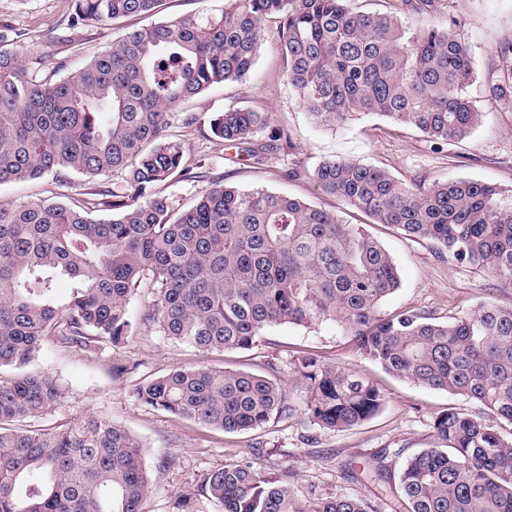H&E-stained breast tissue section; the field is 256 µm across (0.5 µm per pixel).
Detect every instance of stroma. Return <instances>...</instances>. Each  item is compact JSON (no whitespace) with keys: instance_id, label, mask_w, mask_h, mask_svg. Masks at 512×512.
I'll list each match as a JSON object with an SVG mask.
<instances>
[{"instance_id":"stroma-1","label":"stroma","mask_w":512,"mask_h":512,"mask_svg":"<svg viewBox=\"0 0 512 512\" xmlns=\"http://www.w3.org/2000/svg\"><path fill=\"white\" fill-rule=\"evenodd\" d=\"M72 0H0V23L26 29L27 62L35 63L39 80L52 83L65 71L81 67L126 32L145 27L146 19L131 16L103 28L78 27L68 41L52 37L63 22ZM433 20L451 27L474 56L477 78L467 93L483 121L467 138L434 143L410 127L392 125L373 116L324 130L310 120L295 92L285 80L286 64L277 48L279 21L267 19L257 63L241 83L217 84L184 104L193 124L174 121L170 133L180 141L184 159L204 162L207 177L199 182L164 184L165 194L190 202L207 188L209 179L222 178L238 186H264L337 213L346 223L361 225L394 258L400 288L381 306L393 314L415 309L448 321L493 302L512 306V282L494 277L486 269L438 254L425 241L410 239L395 229L375 224L334 196L322 192L311 178L327 159L359 161L383 168L400 181L414 185L465 177L495 186L504 204L512 203V97H487V83L507 72L500 54L512 44V0H439ZM266 112L285 134L272 141L255 137V157L227 148L214 137L208 120L225 107ZM61 190L52 177L0 185V204L57 201ZM312 356L365 377L384 394L380 411L361 426L329 431L310 425L304 412L276 419L244 433H227L181 419L146 406L134 394L145 377L176 368L207 366L251 372L282 383L294 403L304 392L296 386L294 364ZM126 366L117 377L114 366ZM34 373L53 377L62 391L60 405L45 416L51 428L77 416L107 418L135 436L143 446L151 492L146 512H171L175 494L195 489L203 473L223 467L234 458L260 459L268 471L288 468L299 497L351 494L363 496L374 512H392L398 471L405 458L434 447L435 416L448 408L493 420V413L464 397L429 390L398 378L363 358L347 336L332 323L304 327L282 325L270 329L248 350L202 352L172 342L153 329L118 343H103L87 351L46 341L30 364ZM387 470L380 480H354L350 471L380 456Z\"/></svg>"}]
</instances>
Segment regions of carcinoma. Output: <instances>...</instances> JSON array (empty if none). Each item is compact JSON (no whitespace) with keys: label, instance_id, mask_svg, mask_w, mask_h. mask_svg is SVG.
I'll use <instances>...</instances> for the list:
<instances>
[{"label":"carcinoma","instance_id":"cac0c4a2","mask_svg":"<svg viewBox=\"0 0 512 512\" xmlns=\"http://www.w3.org/2000/svg\"><path fill=\"white\" fill-rule=\"evenodd\" d=\"M160 0H73L70 24L106 26L152 17ZM353 0H226L224 10L175 16L126 34L53 84L24 64L26 33L0 26V183L51 174L116 177L107 218L62 204L0 205V512H143L150 479L139 441L87 416L59 430L29 422L62 398L56 381L26 367L54 336L94 351L155 328L201 351L249 349L282 324L334 322L357 352L422 387L463 396L512 425V306L483 303L448 322L406 310L383 315L400 287L388 251L360 226L301 199L211 181L183 207L158 186L197 181L168 128L179 105L252 71L263 23L280 19L285 77L321 127L378 115L433 142L462 140L482 121L466 89L473 55L449 29L425 22L437 0H400L372 13ZM420 24L411 28L402 16ZM512 95L507 78L485 87ZM212 135L254 156L260 133L283 135L265 112L227 107ZM319 188L438 252L512 281V205L485 183L453 179L408 186L354 160H327ZM71 283L60 298L56 284ZM153 295L135 320L128 300ZM309 421L329 431L363 424L384 395L370 380L296 364ZM138 400L223 432H247L296 411L283 386L244 371L177 368L147 377ZM438 442L402 465L399 512H512V437L448 409L433 420ZM371 512L347 494L301 500L288 468L254 459L204 473L176 512Z\"/></svg>","mask_w":512,"mask_h":512}]
</instances>
